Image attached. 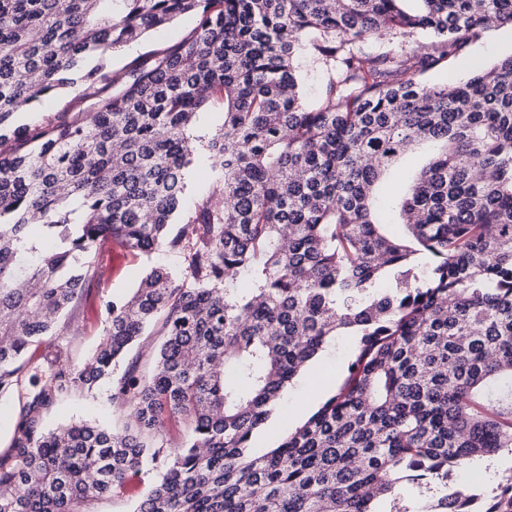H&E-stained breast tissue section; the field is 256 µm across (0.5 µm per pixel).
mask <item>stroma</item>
<instances>
[{"label": "stroma", "instance_id": "stroma-1", "mask_svg": "<svg viewBox=\"0 0 512 512\" xmlns=\"http://www.w3.org/2000/svg\"><path fill=\"white\" fill-rule=\"evenodd\" d=\"M196 23L195 15L181 16L150 31L141 42L114 52L107 66L113 75H121L131 59L181 40ZM509 55H512V26L496 27L469 43L460 61L428 71L425 79L430 83L443 82L450 77L463 81L470 75L471 64H490ZM96 264L97 273L86 281L82 295L65 323L55 335L44 338L26 352L25 359L30 368L45 371L62 362L84 360L101 341L107 308L112 300L130 295L152 266L162 264L177 271L185 267L183 254L168 247H161L149 255L128 250L116 254L108 239L96 246ZM353 344L354 338L350 335L333 338L311 365L290 382L271 418L253 442L256 453L272 447L278 437L305 421L308 413L314 412L333 394ZM80 420L111 427L124 424L121 411L112 401L111 382H104L90 391L78 389L60 398L45 424L52 428L61 421ZM151 482L150 474L129 473L121 488L93 501L90 512H130L132 506L146 495Z\"/></svg>", "mask_w": 512, "mask_h": 512}]
</instances>
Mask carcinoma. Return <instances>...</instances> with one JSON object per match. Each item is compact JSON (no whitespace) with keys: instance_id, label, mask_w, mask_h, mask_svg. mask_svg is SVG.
I'll return each instance as SVG.
<instances>
[{"instance_id":"cac0c4a2","label":"carcinoma","mask_w":512,"mask_h":512,"mask_svg":"<svg viewBox=\"0 0 512 512\" xmlns=\"http://www.w3.org/2000/svg\"><path fill=\"white\" fill-rule=\"evenodd\" d=\"M404 2L0 0V395L81 296L100 240L187 262L112 301L87 360L29 377L0 512H86L141 469L156 481L133 512H378L512 451V55L424 80L490 20L512 25V0ZM185 14L199 24L183 39L106 69ZM414 33L419 50L362 48ZM301 54L326 75L313 102ZM68 88L89 111L16 123ZM216 94L222 128L197 136ZM419 149L431 160L386 195L405 231L387 233L380 189ZM198 153L210 191L186 210ZM157 323L151 374L115 376ZM343 333L335 392L255 454L290 381ZM111 378L134 426L44 428L59 397ZM171 418L189 424L179 448L159 440ZM479 502L453 487L425 512H512V480Z\"/></svg>"}]
</instances>
